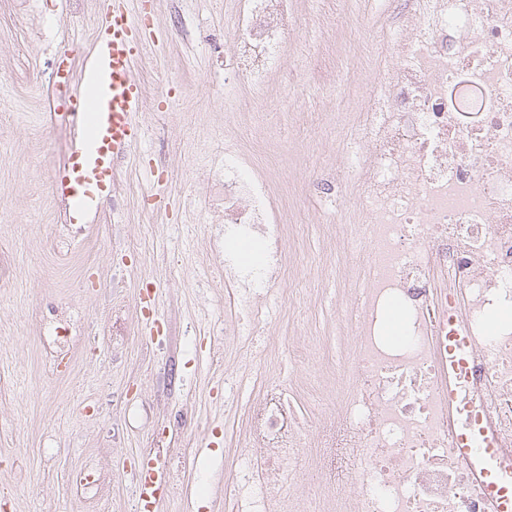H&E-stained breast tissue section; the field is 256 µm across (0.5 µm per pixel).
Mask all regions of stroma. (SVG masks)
Segmentation results:
<instances>
[{"mask_svg":"<svg viewBox=\"0 0 512 512\" xmlns=\"http://www.w3.org/2000/svg\"><path fill=\"white\" fill-rule=\"evenodd\" d=\"M154 46L137 65L145 88L146 143L122 160L113 201L95 221L64 224L50 182L69 130L50 121V69L59 49L78 62L95 38L98 0H0V512H135L131 471L164 429L159 452L171 478L165 512H221L224 424L252 392L264 349L280 355L281 380L310 328L336 317L342 267L320 224L349 213L344 189L302 191L309 172L330 177L347 129L336 115L367 104L388 66L377 42L398 38L394 0H288L293 18L283 67L262 100L224 83L242 0H154ZM80 44L66 46L71 29ZM237 144L268 172L283 221L303 224L290 270L309 329L280 336L279 314L252 345L212 363L223 289L205 285L208 171ZM166 189L149 193L151 177ZM157 290L151 313L137 298ZM67 320L74 340L57 348L49 327ZM208 473L182 488L181 468ZM100 484L81 485L80 471Z\"/></svg>","mask_w":512,"mask_h":512,"instance_id":"35a3bbf8","label":"stroma"}]
</instances>
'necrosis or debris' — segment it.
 I'll use <instances>...</instances> for the list:
<instances>
[{
    "label": "necrosis or debris",
    "instance_id": "necrosis-or-debris-1",
    "mask_svg": "<svg viewBox=\"0 0 512 512\" xmlns=\"http://www.w3.org/2000/svg\"><path fill=\"white\" fill-rule=\"evenodd\" d=\"M392 65L350 127L354 170L312 178L346 183L355 220L336 241L344 261L336 334L295 353L326 394L319 434L306 433L271 372L239 416L224 467V512H497L458 437L470 420L512 469V0H402ZM287 0H245L234 26L231 85L254 84L282 59ZM211 182L224 206L225 322L266 326L267 299L284 295L285 224L249 157L225 154ZM260 243L242 266L225 244ZM366 241L362 259L353 241ZM469 338L470 370L447 372L448 314ZM399 316L400 336L387 334ZM346 435L353 463L332 479L329 448ZM309 474L301 492L284 475Z\"/></svg>",
    "mask_w": 512,
    "mask_h": 512
}]
</instances>
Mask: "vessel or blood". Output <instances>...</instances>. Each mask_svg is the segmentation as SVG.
I'll list each match as a JSON object with an SVG mask.
<instances>
[{
  "label": "vessel or blood",
  "mask_w": 512,
  "mask_h": 512,
  "mask_svg": "<svg viewBox=\"0 0 512 512\" xmlns=\"http://www.w3.org/2000/svg\"><path fill=\"white\" fill-rule=\"evenodd\" d=\"M102 4L94 45L80 70H72L68 54L60 51L50 74L54 102L72 134L65 161L51 184L69 224L97 217L113 196L117 161L145 136L139 118L144 88L136 65L150 44L145 32L148 0H102ZM465 342L456 318H449L448 359L460 373L468 370L460 353ZM500 456V449L478 446L477 465L489 490L497 494L498 512H512V478L501 479ZM134 484L137 512H161L169 485L152 460L138 465Z\"/></svg>",
  "instance_id": "1"
}]
</instances>
